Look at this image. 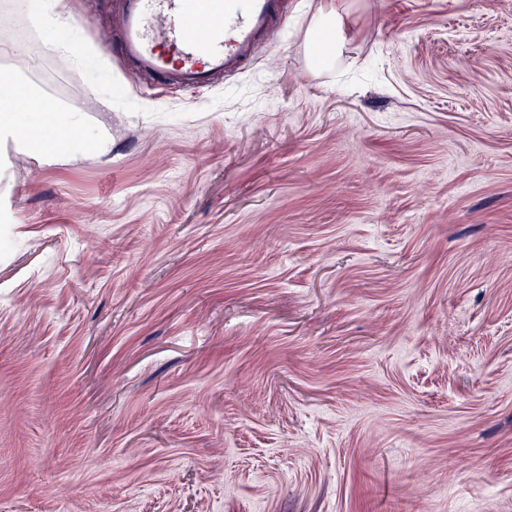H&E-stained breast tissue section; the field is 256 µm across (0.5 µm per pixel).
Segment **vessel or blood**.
Listing matches in <instances>:
<instances>
[{"label":"vessel or blood","mask_w":512,"mask_h":512,"mask_svg":"<svg viewBox=\"0 0 512 512\" xmlns=\"http://www.w3.org/2000/svg\"><path fill=\"white\" fill-rule=\"evenodd\" d=\"M286 0H119L114 47L140 76L183 90L245 68Z\"/></svg>","instance_id":"vessel-or-blood-1"}]
</instances>
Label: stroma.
<instances>
[{"label": "stroma", "instance_id": "1", "mask_svg": "<svg viewBox=\"0 0 512 512\" xmlns=\"http://www.w3.org/2000/svg\"><path fill=\"white\" fill-rule=\"evenodd\" d=\"M61 2L92 65L0 61L112 153L0 143V512H512V0H288L194 94Z\"/></svg>", "mask_w": 512, "mask_h": 512}]
</instances>
